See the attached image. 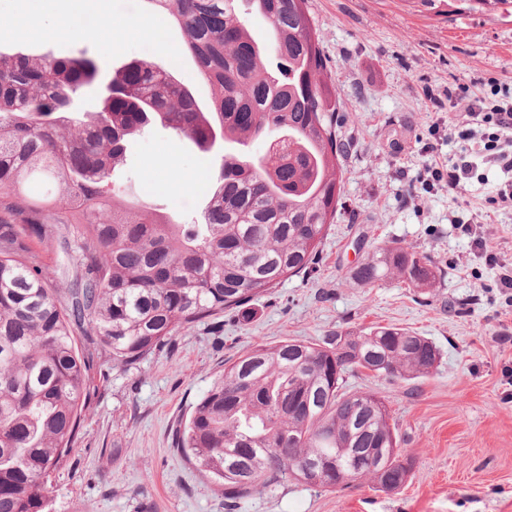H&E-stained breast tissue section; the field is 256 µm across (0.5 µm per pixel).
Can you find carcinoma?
Masks as SVG:
<instances>
[{
	"label": "carcinoma",
	"mask_w": 512,
	"mask_h": 512,
	"mask_svg": "<svg viewBox=\"0 0 512 512\" xmlns=\"http://www.w3.org/2000/svg\"><path fill=\"white\" fill-rule=\"evenodd\" d=\"M143 2L182 32L213 88L207 109L173 78L174 66L135 61L112 74L100 110L82 118L72 105L99 73L86 53H0V512H46L48 482L94 396L91 357L133 367L307 271L342 199L340 161L352 142L339 135L308 0ZM252 15L270 30L264 51L248 29ZM157 123L216 151L195 220L140 204L123 175L127 143ZM272 132L265 154L246 150ZM228 143L241 149L227 152ZM56 246L73 253L64 293L44 260ZM351 276L425 290L442 271L390 242ZM77 333L92 352L79 350ZM439 356L428 338L392 325L258 345L224 367L176 445L230 507L288 480L333 491L368 479L377 491L398 490L413 462L390 411L373 393L342 391L345 377L368 370L414 380ZM365 448L383 449L381 463L329 475L327 463Z\"/></svg>",
	"instance_id": "1"
}]
</instances>
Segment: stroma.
Returning a JSON list of instances; mask_svg holds the SVG:
<instances>
[{"instance_id":"stroma-1","label":"stroma","mask_w":512,"mask_h":512,"mask_svg":"<svg viewBox=\"0 0 512 512\" xmlns=\"http://www.w3.org/2000/svg\"><path fill=\"white\" fill-rule=\"evenodd\" d=\"M308 12L336 86L341 134L355 144L318 263L135 367L94 364L95 396L49 487L50 512H225L216 483L174 446L177 427L225 364L261 344L319 342L378 325L428 337L441 353L423 378L346 377L347 391L388 403L401 453L414 461L407 483L384 493L367 479L343 491L288 482L256 488L237 512H512V342L500 340L512 332V303L497 288L498 269L476 256L457 225L494 211L486 246L512 265V208L492 207L505 175L479 165L462 207L447 192L410 189L429 160L425 145L453 158L447 132L457 112L489 97L491 84L512 87V11L453 13L445 0H308ZM106 16L122 23L87 44L101 70L175 60V77L209 103L213 90L182 55L180 30L142 0H49L40 15L47 35L1 29L0 52L76 54L74 26ZM444 93L446 108L435 111L429 97ZM214 164V154L159 130L130 143L126 171L141 203L194 215L206 193L196 178ZM391 241L439 264L433 288L352 279L355 266Z\"/></svg>"}]
</instances>
